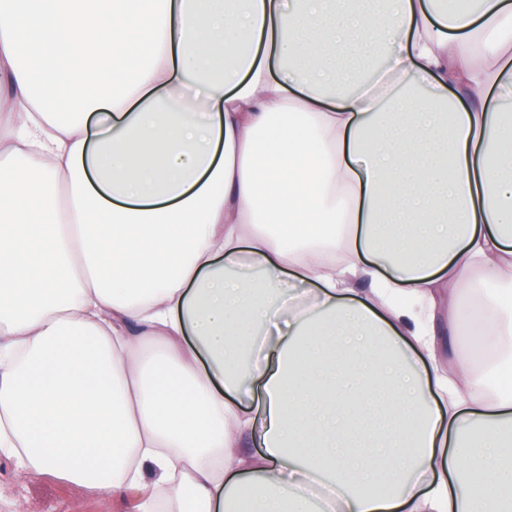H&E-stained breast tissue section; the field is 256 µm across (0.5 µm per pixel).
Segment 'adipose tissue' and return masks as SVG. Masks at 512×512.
I'll use <instances>...</instances> for the list:
<instances>
[{
    "instance_id": "ef3b65f1",
    "label": "adipose tissue",
    "mask_w": 512,
    "mask_h": 512,
    "mask_svg": "<svg viewBox=\"0 0 512 512\" xmlns=\"http://www.w3.org/2000/svg\"><path fill=\"white\" fill-rule=\"evenodd\" d=\"M373 2L0 0L20 470L140 512H512V0Z\"/></svg>"
}]
</instances>
